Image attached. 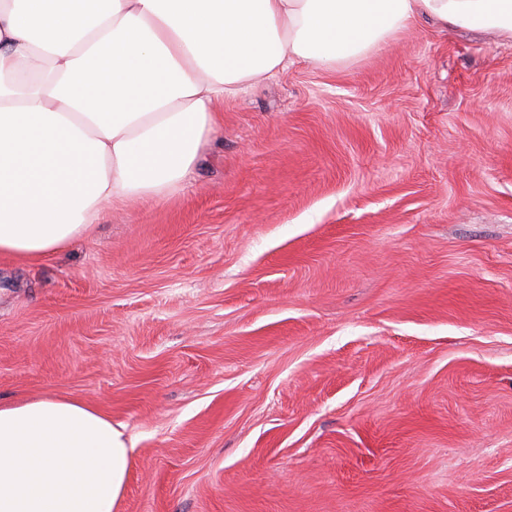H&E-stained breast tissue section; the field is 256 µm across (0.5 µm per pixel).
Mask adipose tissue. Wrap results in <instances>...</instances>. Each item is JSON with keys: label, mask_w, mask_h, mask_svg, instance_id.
<instances>
[{"label": "adipose tissue", "mask_w": 512, "mask_h": 512, "mask_svg": "<svg viewBox=\"0 0 512 512\" xmlns=\"http://www.w3.org/2000/svg\"><path fill=\"white\" fill-rule=\"evenodd\" d=\"M421 20L512 39V0H0V255L49 258L167 195L244 85ZM131 458L86 402L0 403V512H120Z\"/></svg>", "instance_id": "obj_1"}]
</instances>
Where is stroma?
I'll list each match as a JSON object with an SVG mask.
<instances>
[{
  "label": "stroma",
  "instance_id": "stroma-1",
  "mask_svg": "<svg viewBox=\"0 0 512 512\" xmlns=\"http://www.w3.org/2000/svg\"><path fill=\"white\" fill-rule=\"evenodd\" d=\"M216 109L164 198L0 257V402L122 426V512H512V40L420 22Z\"/></svg>",
  "mask_w": 512,
  "mask_h": 512
}]
</instances>
